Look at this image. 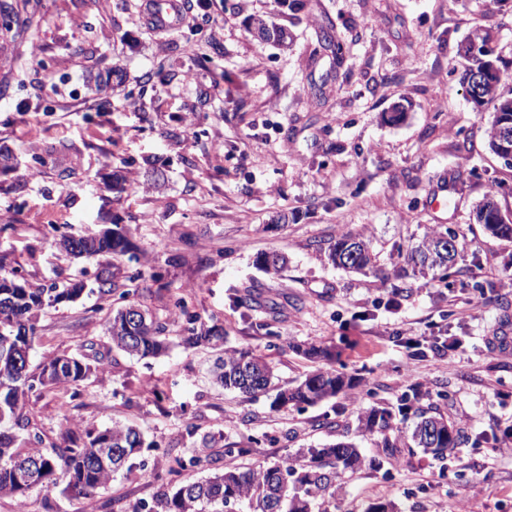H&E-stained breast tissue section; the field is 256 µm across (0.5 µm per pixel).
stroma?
<instances>
[{"label": "stroma", "instance_id": "35a3bbf8", "mask_svg": "<svg viewBox=\"0 0 512 512\" xmlns=\"http://www.w3.org/2000/svg\"><path fill=\"white\" fill-rule=\"evenodd\" d=\"M29 19L18 27L16 16ZM285 29L260 39L253 21ZM486 30L512 74V0H204L177 28L148 27L139 0H0V252L29 282L93 283L98 259L57 249L51 225L78 234L124 225L123 272H142L141 303L158 319L184 298L228 345L268 350L280 383L312 368L294 344L338 347L359 380L353 397L298 412L273 395L216 386V350L169 349L138 360L114 352L80 399L47 390L29 405V431L46 442L67 429L137 425L157 469L193 434L223 431L239 457L211 451L212 465L247 467L319 448L351 427L354 402L396 403L421 385L467 444L439 464L404 448L382 470L342 475L322 512H512V457L473 438L512 427V243L488 236L476 206L495 195L512 217V166L487 146L492 106L475 107L458 47ZM332 31L337 46L318 40ZM407 108L404 121L391 108ZM141 182L113 189L114 175ZM457 231L453 288L436 279L381 280L347 272L320 245L366 236L385 268L433 228ZM282 251L278 276L257 253ZM493 284L482 294L477 284ZM256 312L269 327H252ZM112 307L90 293L38 317L32 363L56 353L106 350ZM449 328L462 346L447 359L411 356L408 338ZM277 334L268 341L267 331ZM450 398L437 401V390ZM139 468L121 472L92 505L59 491L34 496L41 512H112L167 493Z\"/></svg>", "mask_w": 512, "mask_h": 512}]
</instances>
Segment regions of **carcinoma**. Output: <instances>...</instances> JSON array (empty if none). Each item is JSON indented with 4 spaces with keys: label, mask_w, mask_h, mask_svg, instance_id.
<instances>
[{
    "label": "carcinoma",
    "mask_w": 512,
    "mask_h": 512,
    "mask_svg": "<svg viewBox=\"0 0 512 512\" xmlns=\"http://www.w3.org/2000/svg\"><path fill=\"white\" fill-rule=\"evenodd\" d=\"M463 82L471 89L474 70L480 68L494 50L489 37L474 31L464 42ZM503 72L487 85L475 105H493L494 115L488 130V146L496 155L512 164V96L502 91ZM478 223L491 236L512 242V222L501 215L498 203L488 197L476 211ZM56 247L76 258L93 255H122L129 249L124 228L114 225L107 231L72 236L52 226ZM452 240L451 250L441 252L444 238ZM327 257L339 268L371 274L383 280L389 273L378 263L377 254L364 236L342 235L330 244ZM458 256V233L435 228L405 256V265L397 277L426 279L435 271L441 279L452 275ZM256 265L276 276L287 264L283 254L261 253ZM124 279L119 299L125 306L112 315L106 334L107 352L90 355H51L38 364L21 369L17 360L30 354L38 337L37 316L46 308L70 302L83 291L81 280L63 285L34 287L24 278L20 267L0 255V497L7 496L25 504L35 491L61 488V493L92 501L110 486L115 475L131 468L143 448L153 447L137 428L115 423L103 429L68 430L63 442L50 449L19 450L16 430L26 429L31 420L27 409L32 396L47 389L67 387L73 396L105 366L107 354L118 351L138 359L157 358L168 347L167 323L148 316L136 300L138 278L121 275L112 264L101 267L95 275L96 287L90 292L107 300L116 292V283ZM179 320L185 324L184 344L224 343V327L198 323L180 301ZM444 343L441 336H420L407 341L417 355L433 351ZM304 357L318 363L295 386L277 393L275 405L291 406L299 411L329 401L355 388V378L345 372V364H336L335 355L322 345L295 346ZM214 376L226 389L255 397L275 386V366L269 356L251 347H228L216 363ZM419 389L410 388L392 407L371 406L355 409L354 434L376 439L373 455L364 454L350 440L329 443L321 448H301L295 456L278 463H257L250 467L217 469L205 477L183 481L189 467L210 464L208 449L215 436H205L189 454L173 458L174 467L165 477L174 486L170 494L153 505L135 503L131 512H318L319 501L336 493L339 475L364 468L380 470L402 448H418L434 461L447 460L448 454L461 447L464 438L456 424L430 408L415 406Z\"/></svg>",
    "instance_id": "1"
}]
</instances>
